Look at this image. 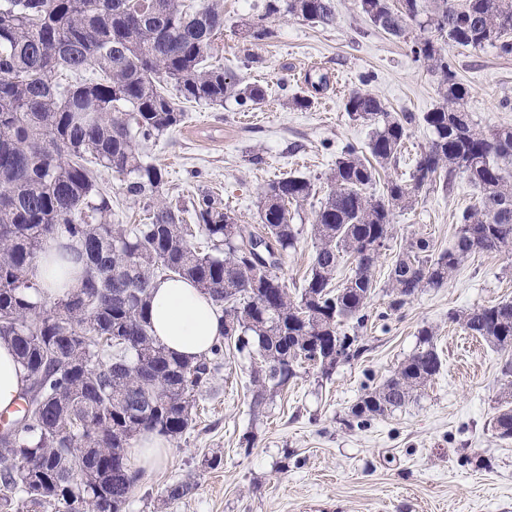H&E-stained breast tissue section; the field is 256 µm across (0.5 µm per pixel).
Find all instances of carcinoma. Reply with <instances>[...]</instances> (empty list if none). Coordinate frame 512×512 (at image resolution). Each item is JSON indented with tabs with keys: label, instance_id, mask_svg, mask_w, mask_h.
Masks as SVG:
<instances>
[{
	"label": "carcinoma",
	"instance_id": "carcinoma-1",
	"mask_svg": "<svg viewBox=\"0 0 512 512\" xmlns=\"http://www.w3.org/2000/svg\"><path fill=\"white\" fill-rule=\"evenodd\" d=\"M373 26L406 38L410 53L436 77L439 106L422 116L432 130L409 178L386 182L377 199L367 188L379 169L400 158L412 114L394 116L365 89L346 98L348 116L373 126L366 157L349 147L336 157L315 212L316 251L298 295L277 273L294 247V216L313 184L289 173L263 192L257 215L263 232H248L220 197L192 198L194 220L209 246L188 232L185 209L149 207L146 224L112 223V196L98 169L124 182L126 194H154L162 168L145 148L185 120L178 100L241 107L260 105L265 91L243 85L210 63L224 31V0H0V339L14 349L25 385L23 408L0 426V500L17 512H125L133 482L127 449L156 432L175 439L193 424L199 392L228 352L261 358L253 371L254 408L267 392L288 385L304 363L329 376L366 351L343 330L364 325L375 290V244L387 240L396 209L423 189H449L462 175L479 191L459 217L453 246L430 253L424 238L409 242L388 276L389 307L399 310L425 288L448 283L476 252L512 249V126L476 128L465 108L469 90L444 45L491 48L512 56V0H360ZM289 15L327 27L334 0H264L247 37L266 41L265 20ZM91 67L92 78L62 83L60 72ZM171 85L176 91L165 90ZM77 244L82 282L51 297L35 278L51 241ZM272 243L261 263L243 245ZM349 257L354 274L339 286ZM179 277L208 294L224 319L211 357L186 360L154 336L149 317L156 280ZM448 320L490 346L512 349V301L483 305ZM381 385L367 389L345 426L361 428L414 400L439 374L434 332ZM491 427L512 439V390Z\"/></svg>",
	"mask_w": 512,
	"mask_h": 512
}]
</instances>
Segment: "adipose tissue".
<instances>
[{
	"label": "adipose tissue",
	"instance_id": "obj_1",
	"mask_svg": "<svg viewBox=\"0 0 512 512\" xmlns=\"http://www.w3.org/2000/svg\"><path fill=\"white\" fill-rule=\"evenodd\" d=\"M59 253L57 245H50L37 268L43 291L53 296L65 295L80 285L76 272L65 273L57 266ZM151 322L162 344L193 360L207 356L224 331L221 315L211 299L183 279L157 280L151 299ZM167 450L164 438L153 433L141 434L128 452L130 471L151 472L166 458Z\"/></svg>",
	"mask_w": 512,
	"mask_h": 512
}]
</instances>
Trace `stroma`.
Masks as SVG:
<instances>
[{"mask_svg":"<svg viewBox=\"0 0 512 512\" xmlns=\"http://www.w3.org/2000/svg\"><path fill=\"white\" fill-rule=\"evenodd\" d=\"M263 0H224V33L213 56L237 78L262 86L263 104L242 112L234 100L221 105L184 103L185 122L150 144L149 162L165 183L155 197L126 195L121 182L102 174L112 197V221L140 224L152 200L188 204L213 191L246 230L256 222L269 183L295 172L309 178L316 195L296 214L300 230L281 259L280 275L298 290L315 255L311 224L327 191V176L341 150L366 148L370 126L344 110L349 91L364 87L387 111L415 115L439 102L437 82L413 61L403 40L373 27L359 0H335L336 23L315 26L290 16L268 19L276 32L251 43L245 25ZM469 88L466 109L481 130L512 125V57L447 46ZM332 84L311 108L289 105L307 90L309 72ZM477 191L456 177L450 191L422 190L411 207L395 210L391 235L375 267L378 283L360 330L366 347L357 360L330 376L300 370L253 414L254 363L231 352L197 397V420L170 440L159 469L141 474L126 512H512V441L496 438L490 420L512 383L502 372L512 349L499 351L451 323L449 312L512 301V255L479 252L442 287L428 288L400 310L389 308L384 284L408 243L426 238L433 252L448 250L459 215ZM432 327L443 361L417 401L350 429L343 421L366 385L388 378L418 345L421 327ZM220 456L217 468L203 461ZM190 480L195 491L167 498L169 487Z\"/></svg>","mask_w":512,"mask_h":512,"instance_id":"35a3bbf8","label":"stroma"}]
</instances>
